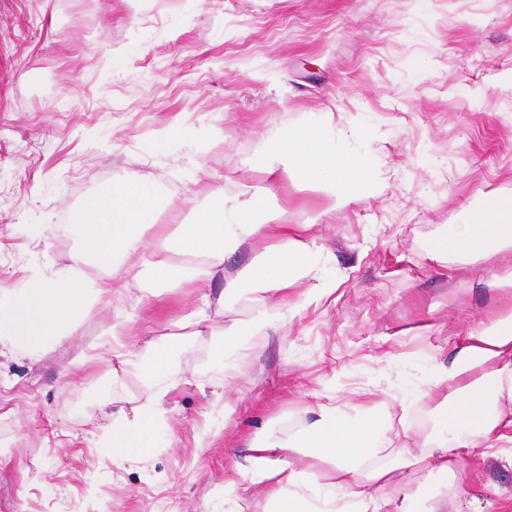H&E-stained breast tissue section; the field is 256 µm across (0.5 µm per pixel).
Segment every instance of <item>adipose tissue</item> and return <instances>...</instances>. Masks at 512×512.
<instances>
[{"mask_svg": "<svg viewBox=\"0 0 512 512\" xmlns=\"http://www.w3.org/2000/svg\"><path fill=\"white\" fill-rule=\"evenodd\" d=\"M372 136L363 125L346 132L305 125L256 164L273 177L292 175L317 184L331 208H343L362 199L374 179L370 155L352 151L349 144ZM263 207L262 198L249 192L229 206L223 193L212 191L197 219L178 225L174 248L152 250L144 235L156 209L154 186L146 180L113 183L71 212L70 227L80 247L70 263L29 266L22 288L0 301V351L49 353L94 306H110L118 294L142 303L140 288L122 265L130 256L160 283L202 288L201 304L183 318L180 333L149 339L136 354L119 343L112 348L124 368L142 378L144 393L131 415L113 419L102 451L115 457L150 455L167 430L165 400L180 382V348L214 333V301L247 289L293 314L336 289L325 249L309 225L257 221ZM258 241L265 242L264 252L228 270L227 260ZM488 254L512 268V195L483 194L435 237L437 259L474 263ZM91 258L105 271L96 281L83 271ZM217 278L224 288L214 298L206 289ZM426 385L441 432L425 457L429 474L457 479L464 469L481 466L480 449L512 443V311L464 332L448 357L433 360ZM407 428L405 415L380 399L364 404L353 418L326 404L311 407L294 433L271 432L250 444L235 468L246 473L260 496L247 498L235 480H226V512H454L440 487L414 490L400 478L401 470L420 460L396 445ZM383 452L391 464L371 466V458ZM295 454L300 462H292Z\"/></svg>", "mask_w": 512, "mask_h": 512, "instance_id": "obj_1", "label": "adipose tissue"}]
</instances>
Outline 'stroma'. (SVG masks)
<instances>
[{"instance_id":"obj_1","label":"stroma","mask_w":512,"mask_h":512,"mask_svg":"<svg viewBox=\"0 0 512 512\" xmlns=\"http://www.w3.org/2000/svg\"><path fill=\"white\" fill-rule=\"evenodd\" d=\"M312 122L373 129L371 193L331 209L315 185L252 162ZM159 195L147 244L211 190L262 195L280 224L313 223L336 290L296 317L242 292L231 339L180 355L172 439L140 462L100 453L111 412L143 385L112 356L175 334L199 291L129 269L149 303L97 308L38 357L0 356V512H224V481L266 427L308 408L355 415L359 394L408 407L398 442L426 452L425 377L438 351L501 308L496 259H433L478 193L512 194V0H0V287L67 263V220L119 180ZM234 477V476H233ZM458 512H512V447L459 476Z\"/></svg>"}]
</instances>
